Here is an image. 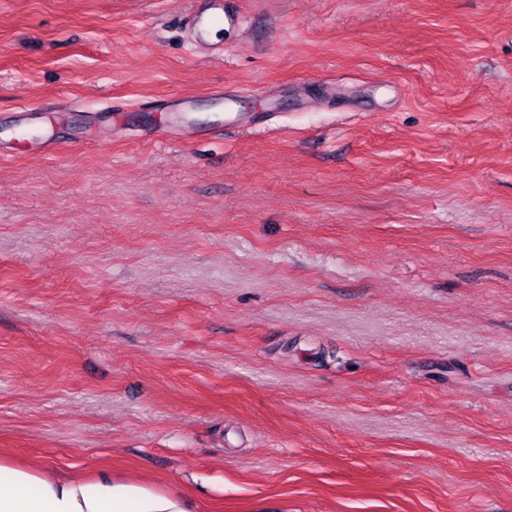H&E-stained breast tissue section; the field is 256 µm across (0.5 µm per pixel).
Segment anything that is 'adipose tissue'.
<instances>
[{
	"mask_svg": "<svg viewBox=\"0 0 512 512\" xmlns=\"http://www.w3.org/2000/svg\"><path fill=\"white\" fill-rule=\"evenodd\" d=\"M0 512H195V507L178 491L116 478L107 470L62 478L0 457Z\"/></svg>",
	"mask_w": 512,
	"mask_h": 512,
	"instance_id": "adipose-tissue-1",
	"label": "adipose tissue"
}]
</instances>
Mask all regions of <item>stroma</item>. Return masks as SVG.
<instances>
[{
    "instance_id": "35a3bbf8",
    "label": "stroma",
    "mask_w": 512,
    "mask_h": 512,
    "mask_svg": "<svg viewBox=\"0 0 512 512\" xmlns=\"http://www.w3.org/2000/svg\"><path fill=\"white\" fill-rule=\"evenodd\" d=\"M191 2L0 0V455L512 512V0ZM196 2H204V6L195 8L190 15V22L203 33L209 26L228 25L238 26L241 23L240 13L233 7L229 6L224 10V2L222 0H194Z\"/></svg>"
}]
</instances>
